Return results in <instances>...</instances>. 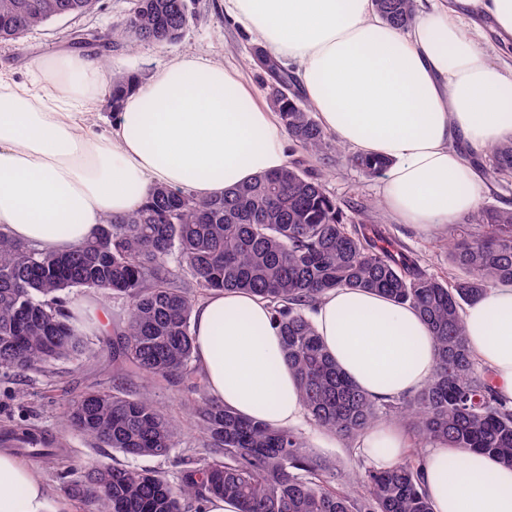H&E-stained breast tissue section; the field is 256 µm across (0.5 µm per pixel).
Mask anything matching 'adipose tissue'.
Here are the masks:
<instances>
[{
	"label": "adipose tissue",
	"instance_id": "adipose-tissue-1",
	"mask_svg": "<svg viewBox=\"0 0 512 512\" xmlns=\"http://www.w3.org/2000/svg\"><path fill=\"white\" fill-rule=\"evenodd\" d=\"M226 16L296 76L322 129L359 154L387 159L382 201L402 224L435 232L479 204L481 153L512 139V0H419L404 30L372 0H224ZM494 33L502 52L481 48ZM109 71L78 51L38 62L20 81L0 69V234L65 252L99 224L167 186L204 200L288 162L277 113L236 70L200 52L173 57L126 92L106 127L94 120ZM312 319L341 371L377 399L423 387L435 344L419 313L371 291L326 293ZM472 352L512 404V285L467 306ZM194 351L209 393L279 428L304 407L266 300L214 291L193 309ZM358 448L379 467L409 443L394 422ZM434 512H512V468L490 454L435 444L424 460ZM0 512H72L41 476L0 449Z\"/></svg>",
	"mask_w": 512,
	"mask_h": 512
}]
</instances>
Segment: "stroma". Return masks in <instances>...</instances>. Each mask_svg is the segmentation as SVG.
Segmentation results:
<instances>
[{
    "label": "stroma",
    "mask_w": 512,
    "mask_h": 512,
    "mask_svg": "<svg viewBox=\"0 0 512 512\" xmlns=\"http://www.w3.org/2000/svg\"><path fill=\"white\" fill-rule=\"evenodd\" d=\"M192 19L181 41L170 46L143 44L130 50L116 43L112 46V69L147 79L173 56L186 51H200L228 68L237 70L250 85L260 102H268L269 89L265 74L254 61V43L224 15V0H189ZM133 6V0H99L93 12L65 20L50 22L25 35L14 43H0V67L12 71L16 77H29L34 64L49 55L67 52L65 39L73 29L94 30L102 33L120 25ZM307 168L325 173L326 188L343 206L347 223L370 218L372 223L384 226L407 249L417 254L421 265L429 273L448 277L453 273L448 263V232L420 231L409 224L398 223L381 205V179L368 176L346 162L324 165L320 157H305ZM369 206L368 215L362 216L349 209V202ZM108 377L101 372L96 359L67 360L45 370L24 374L0 372V427L8 423H22L38 427L53 438L57 456L33 459V466L55 494H62L60 472L73 467L84 471L91 463L122 461L121 453L99 448L84 438L66 430L62 416L69 397L93 387H104ZM131 392L148 395L170 414L178 425V446L173 457L138 458L139 468L157 469L175 475L176 460L200 447L201 440L181 402L174 392L142 380H134ZM306 440L307 454L325 461L340 478L359 472L365 463L355 445L302 421L299 425Z\"/></svg>",
    "instance_id": "stroma-1"
}]
</instances>
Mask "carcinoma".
<instances>
[{"label":"carcinoma","instance_id":"cac0c4a2","mask_svg":"<svg viewBox=\"0 0 512 512\" xmlns=\"http://www.w3.org/2000/svg\"><path fill=\"white\" fill-rule=\"evenodd\" d=\"M392 27L416 18L415 0H373ZM98 0H0V43L60 18L93 11ZM190 22L187 0H135L126 20L93 52L109 58L112 42L174 44ZM272 103L289 140L303 155L337 156L368 174L378 157L345 154L325 132L294 76L280 68ZM136 77L112 78L117 106ZM488 184L512 174V139L490 149ZM178 259V268L170 264ZM448 261L464 276L447 281L424 270L415 254L377 224H348L325 188V175L297 158L256 175L220 197L196 200L158 187L136 210L107 221L97 235L65 253L44 252L0 236V369L25 373L89 354L69 290L82 288L125 303L124 324L104 340L112 386L70 400L63 425L100 448L124 456L167 458L177 447L172 419L125 384L135 378L175 391L203 443L200 458L178 461L172 481L162 471L104 464L67 487L97 512H191L212 496L237 502L239 512H433L423 487L419 449L434 442L485 451L512 467V407L493 390L488 371L470 354L465 306L500 284H512V207L480 204L454 229ZM188 273L195 293L178 270ZM336 288L384 294L415 308L430 328L437 360L416 393L370 398L327 353L308 315ZM211 290H244L268 301L308 419L356 440L386 416L409 427L417 451L387 469L363 467L335 487L326 466L305 451L303 433L246 419L207 390L195 363L191 318ZM3 437L39 457L54 455L42 431L16 424Z\"/></svg>","mask_w":512,"mask_h":512}]
</instances>
